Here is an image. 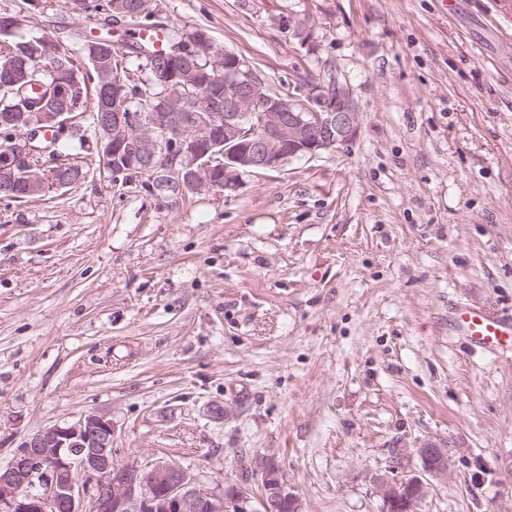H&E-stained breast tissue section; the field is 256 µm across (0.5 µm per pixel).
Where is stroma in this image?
Segmentation results:
<instances>
[{"label": "stroma", "mask_w": 512, "mask_h": 512, "mask_svg": "<svg viewBox=\"0 0 512 512\" xmlns=\"http://www.w3.org/2000/svg\"><path fill=\"white\" fill-rule=\"evenodd\" d=\"M157 2L295 103L334 75L358 133L232 191L162 200L85 150L80 185L0 199V465L97 413L114 465L219 493L270 458L303 512H382L374 476L438 442L419 512H512V353L448 329L461 303L512 315V0Z\"/></svg>", "instance_id": "35a3bbf8"}]
</instances>
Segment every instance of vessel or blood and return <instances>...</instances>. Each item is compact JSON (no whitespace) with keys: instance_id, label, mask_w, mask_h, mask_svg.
Returning <instances> with one entry per match:
<instances>
[{"instance_id":"1","label":"vessel or blood","mask_w":512,"mask_h":512,"mask_svg":"<svg viewBox=\"0 0 512 512\" xmlns=\"http://www.w3.org/2000/svg\"><path fill=\"white\" fill-rule=\"evenodd\" d=\"M451 322L459 335L481 350L512 351V317L479 306H455Z\"/></svg>"}]
</instances>
